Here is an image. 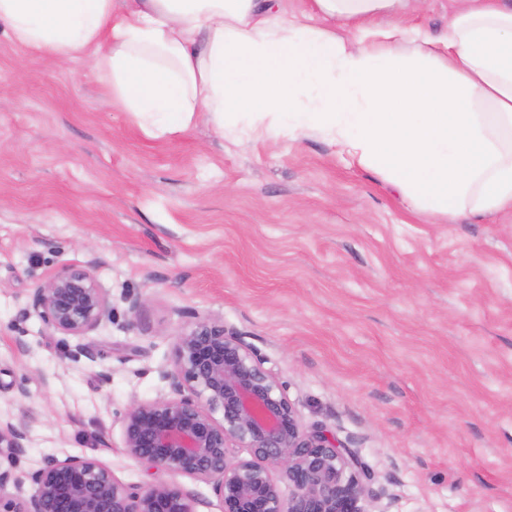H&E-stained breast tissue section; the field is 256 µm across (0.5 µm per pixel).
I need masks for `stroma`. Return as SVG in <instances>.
<instances>
[{
    "label": "stroma",
    "instance_id": "stroma-1",
    "mask_svg": "<svg viewBox=\"0 0 512 512\" xmlns=\"http://www.w3.org/2000/svg\"><path fill=\"white\" fill-rule=\"evenodd\" d=\"M90 261L112 320L84 339L95 358H73L31 292ZM196 316L255 347L304 427L358 455L360 512H512V210L411 211L319 136H151L84 60L0 34V421L27 425L0 468L27 494L69 454L168 481L123 454V417L166 393Z\"/></svg>",
    "mask_w": 512,
    "mask_h": 512
}]
</instances>
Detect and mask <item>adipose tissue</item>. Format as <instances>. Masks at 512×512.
I'll return each mask as SVG.
<instances>
[{
  "label": "adipose tissue",
  "instance_id": "ef3b65f1",
  "mask_svg": "<svg viewBox=\"0 0 512 512\" xmlns=\"http://www.w3.org/2000/svg\"><path fill=\"white\" fill-rule=\"evenodd\" d=\"M421 2L311 0L319 27L272 0H0V28L86 60L153 136L318 134L414 210H512V0H455L438 36Z\"/></svg>",
  "mask_w": 512,
  "mask_h": 512
}]
</instances>
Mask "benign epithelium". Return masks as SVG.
Segmentation results:
<instances>
[{
	"mask_svg": "<svg viewBox=\"0 0 512 512\" xmlns=\"http://www.w3.org/2000/svg\"><path fill=\"white\" fill-rule=\"evenodd\" d=\"M95 265L62 267L32 289L31 307L48 330L82 338L111 321L110 294ZM162 379L165 395L124 414L129 460L211 486L223 512H358L360 489L344 479L361 467L356 453L323 430H306L277 374L223 322L197 318L181 328ZM26 438L0 424V449L11 453ZM30 481L25 496L11 472L0 470V512H197L200 504L175 480L128 485L88 455L52 457Z\"/></svg>",
	"mask_w": 512,
	"mask_h": 512,
	"instance_id": "benign-epithelium-1",
	"label": "benign epithelium"
}]
</instances>
